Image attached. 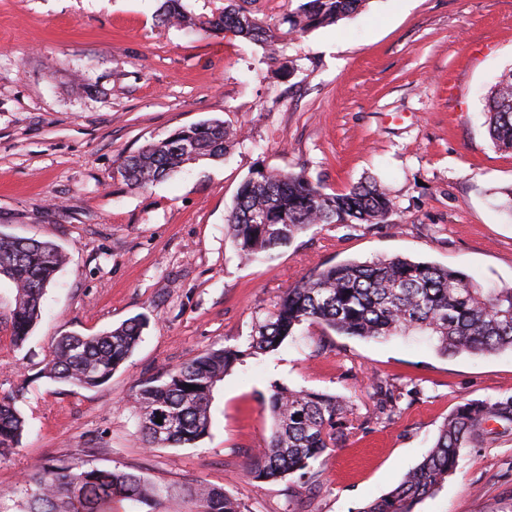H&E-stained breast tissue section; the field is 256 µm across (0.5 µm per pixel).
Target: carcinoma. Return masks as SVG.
I'll return each instance as SVG.
<instances>
[{"label": "carcinoma", "instance_id": "carcinoma-1", "mask_svg": "<svg viewBox=\"0 0 512 512\" xmlns=\"http://www.w3.org/2000/svg\"><path fill=\"white\" fill-rule=\"evenodd\" d=\"M365 2L306 0L292 28L306 32L334 24L358 13ZM157 18L168 26L231 31L264 44L268 59H276L275 31L234 0L204 19L188 14L181 0H163ZM484 113L493 145L512 151V69L488 91ZM232 142L233 134L222 121L194 124L127 156L120 173L127 185L142 188L187 164L224 158ZM392 214L393 201L375 180L328 193L303 172L272 170L241 183L227 225L240 259L254 262L272 258L315 226L380 224ZM65 263V254L51 242L0 233V278L15 288L10 315L14 345L30 338L45 292ZM304 324L369 339L422 334L447 356L512 351V286L484 288L458 270L398 256L317 267L282 293L274 309L255 323L245 344L206 352L162 379L136 385L130 399L141 441L149 447L195 445L209 432L213 392L224 376L244 359L276 350ZM144 328L145 322L133 317L97 334H65L57 340L44 374L84 389L98 387L127 361ZM268 405L274 427L250 469L258 481L310 472L328 449L345 445L359 429L354 403L347 397L275 385ZM158 417L165 424L160 434ZM25 428L16 398L0 397V456L14 451ZM500 428H512V396L457 407L423 459L392 491L357 512H415L457 471L467 442L496 435ZM25 484L26 512H114L123 501L159 512L168 498L167 490L142 474L65 461L34 468ZM188 495L196 512H243L240 500L221 486L199 484L188 489Z\"/></svg>", "mask_w": 512, "mask_h": 512}]
</instances>
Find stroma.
<instances>
[{
    "mask_svg": "<svg viewBox=\"0 0 512 512\" xmlns=\"http://www.w3.org/2000/svg\"><path fill=\"white\" fill-rule=\"evenodd\" d=\"M303 0H243L278 37L279 60L229 31L158 24V0H0V232L69 258L24 347L0 278V397L27 420L0 457V512H22L24 477L61 460L140 473L180 491L224 487L245 512H357L390 492L467 402L512 396V352L446 356L418 337L369 340L303 328L218 383L196 446L146 447L127 404L136 383L242 344L281 293L324 264L401 256L512 285V153L486 132L484 96L512 68V0H368L308 32ZM221 120L241 139L224 161L133 188L122 160L175 130ZM305 172L329 191L376 178L383 224L312 228L266 263L226 234L240 184ZM140 316L143 338L105 384L42 377L55 340ZM405 389L378 413L373 378ZM351 398L362 429L312 475L248 474L268 442L273 384ZM418 512H512V430L474 439Z\"/></svg>",
    "mask_w": 512,
    "mask_h": 512,
    "instance_id": "stroma-1",
    "label": "stroma"
}]
</instances>
